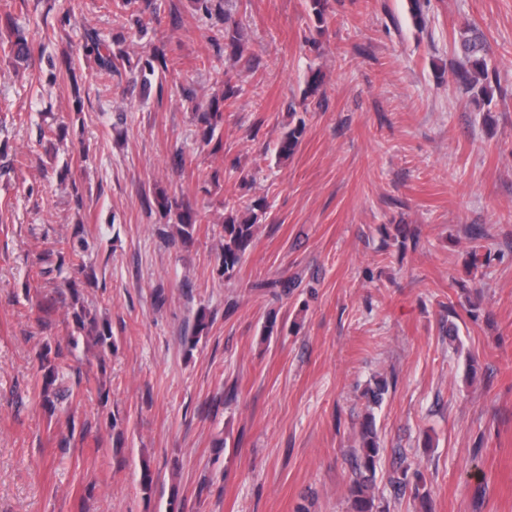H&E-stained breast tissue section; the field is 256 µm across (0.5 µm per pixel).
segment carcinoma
<instances>
[{"label":"carcinoma","mask_w":512,"mask_h":512,"mask_svg":"<svg viewBox=\"0 0 512 512\" xmlns=\"http://www.w3.org/2000/svg\"><path fill=\"white\" fill-rule=\"evenodd\" d=\"M113 4L118 10L135 17V34L138 36L146 31L143 24L144 15L149 14L155 19L158 18L155 0H113ZM195 4L199 11L215 20L212 36L214 45L224 46V53L229 57L242 59L246 47L237 29L229 26L231 16L224 10V0H195ZM453 45L463 55L462 64L452 70L454 80L464 88L476 92L481 100L491 102L494 98V89L489 81L488 57L491 46L487 36L475 24L466 22L459 29L458 37L453 39ZM81 48L85 56L94 58L97 74L101 78L110 80L114 76H121V69L129 62L126 38L122 36L107 43L96 32L87 30L84 32ZM0 50L8 51L18 61H25L32 55L31 43L22 36L7 42L0 40ZM171 61L172 58L168 56L165 48H154L140 68L143 84H148V77L155 72L168 71ZM223 83L222 103L215 102L197 111V120L201 125V141L209 149L210 154L215 156L224 154V142L215 136L216 129L224 125V110L221 109V104L232 105L241 93V86L231 77L224 76ZM303 133L304 125L301 122L283 133L277 145L279 158L286 159L294 154ZM240 188L245 190V193L238 198V204L229 207L219 235L217 273L226 280L234 278L240 271L256 239L258 222L268 208L265 199L246 196V191L251 189L247 178H242ZM154 202L164 215L175 217L177 232L183 240L193 239L198 224L194 211L163 192L154 194ZM73 256L75 252L68 253L62 247L42 252L38 259L40 275L46 276L55 271H62L66 264L73 263ZM297 286L296 281L282 279L258 284V287L270 290L277 298L288 295L291 289ZM68 294L72 301V316L79 328L87 330L94 342L101 346L112 344L111 325L99 323L96 317L79 305L77 290L72 289ZM71 355L72 351L60 347L55 350L48 347L40 353V368L43 370L42 397L49 405L53 404L51 395L58 378V368L65 364ZM380 452V438L374 417L369 412L361 423L359 446L353 450V470L348 487L353 512H380L373 492V477ZM389 483L396 492L404 493L409 490L416 498L421 497L420 489L424 488L419 473L404 460L400 461L390 476Z\"/></svg>","instance_id":"carcinoma-1"}]
</instances>
